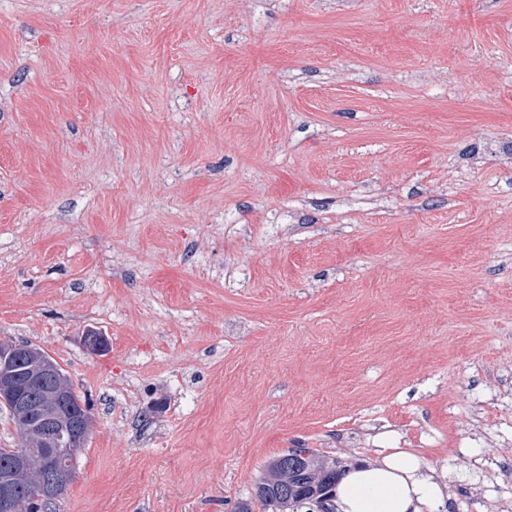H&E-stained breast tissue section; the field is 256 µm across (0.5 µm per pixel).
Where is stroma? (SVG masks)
Returning a JSON list of instances; mask_svg holds the SVG:
<instances>
[{"instance_id":"stroma-1","label":"stroma","mask_w":512,"mask_h":512,"mask_svg":"<svg viewBox=\"0 0 512 512\" xmlns=\"http://www.w3.org/2000/svg\"><path fill=\"white\" fill-rule=\"evenodd\" d=\"M0 339L90 406L54 512H512V0H0ZM310 452L301 458L290 449L267 465L254 495L259 512L314 511L311 507L318 512H423L443 496L430 469L406 452L354 467L336 495L344 470ZM327 491L331 494L323 497Z\"/></svg>"}]
</instances>
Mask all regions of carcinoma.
<instances>
[{
  "mask_svg": "<svg viewBox=\"0 0 512 512\" xmlns=\"http://www.w3.org/2000/svg\"><path fill=\"white\" fill-rule=\"evenodd\" d=\"M343 470L316 454L306 458L293 451L274 458L258 483L254 498L259 512H336V486Z\"/></svg>",
  "mask_w": 512,
  "mask_h": 512,
  "instance_id": "carcinoma-1",
  "label": "carcinoma"
}]
</instances>
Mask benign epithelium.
Wrapping results in <instances>:
<instances>
[{"instance_id": "1", "label": "benign epithelium", "mask_w": 512, "mask_h": 512, "mask_svg": "<svg viewBox=\"0 0 512 512\" xmlns=\"http://www.w3.org/2000/svg\"><path fill=\"white\" fill-rule=\"evenodd\" d=\"M30 347L0 341V404H7L29 432V448L0 470V512H22L24 499L19 479L31 459L42 461L43 476L32 489L35 498L54 500L67 491L75 477L73 448L84 443L92 418L77 409L75 393L62 366L45 352L21 367Z\"/></svg>"}]
</instances>
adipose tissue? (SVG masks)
Returning <instances> with one entry per match:
<instances>
[{"instance_id":"adipose-tissue-1","label":"adipose tissue","mask_w":512,"mask_h":512,"mask_svg":"<svg viewBox=\"0 0 512 512\" xmlns=\"http://www.w3.org/2000/svg\"><path fill=\"white\" fill-rule=\"evenodd\" d=\"M443 491L415 455L395 452L381 461L359 465L342 479L337 512H423Z\"/></svg>"}]
</instances>
